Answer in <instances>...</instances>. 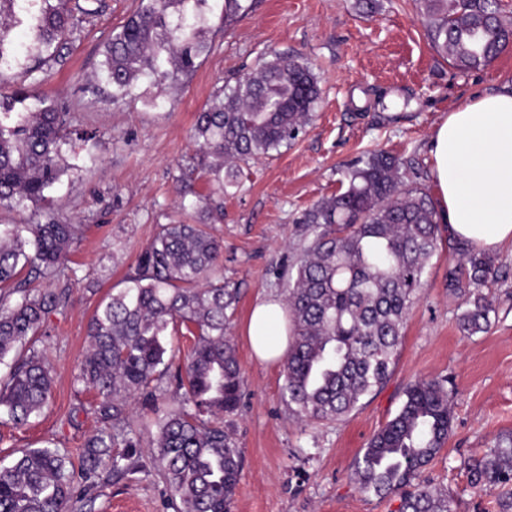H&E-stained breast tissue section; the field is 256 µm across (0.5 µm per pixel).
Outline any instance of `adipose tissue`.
Here are the masks:
<instances>
[{
	"mask_svg": "<svg viewBox=\"0 0 512 512\" xmlns=\"http://www.w3.org/2000/svg\"><path fill=\"white\" fill-rule=\"evenodd\" d=\"M431 153L451 236L483 252L512 241V84L449 112L433 132ZM243 331L259 361L281 360L289 336L283 302L259 299Z\"/></svg>",
	"mask_w": 512,
	"mask_h": 512,
	"instance_id": "obj_1",
	"label": "adipose tissue"
}]
</instances>
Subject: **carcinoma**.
Wrapping results in <instances>:
<instances>
[{
    "label": "carcinoma",
    "mask_w": 512,
    "mask_h": 512,
    "mask_svg": "<svg viewBox=\"0 0 512 512\" xmlns=\"http://www.w3.org/2000/svg\"><path fill=\"white\" fill-rule=\"evenodd\" d=\"M97 0H0V84L16 68L25 82L0 92V206L37 207L64 173L72 151L71 112L39 94L42 66L59 60L77 32V17L98 13ZM253 0H139L102 50V80L117 103L138 95L159 107L151 88L193 73L210 49L209 14L221 7L229 25ZM433 50L460 71L487 65L512 49V19L498 0H418ZM147 82L145 89L139 83ZM321 96L311 65L270 51L234 85L213 95L197 115L193 140L197 170L209 192L189 219L159 225L125 286L100 302L88 325L90 346L75 380L94 395L92 406L112 427L89 438L81 474L101 468L116 476L145 470L135 447L128 400L155 403L164 382L183 391L180 408L158 417L151 453L180 512H233L241 478L237 438L224 417L237 411L245 377L229 336L239 289L219 269L221 243L209 225L224 221V197L242 186V165L272 157L309 124ZM348 186L306 210L305 244L284 274L293 340L284 361L282 397L301 422H333L384 387L398 358L404 324L425 269L446 225L419 170L409 160L372 152L347 171ZM78 225L61 213L42 223L0 224V286L20 294L0 306V414L14 426L40 414L53 376L30 344L68 289L34 293L24 269L53 277L75 243ZM458 255L448 269V291L462 298L457 314L466 336L485 332L495 312L482 287L495 274L493 256L448 239ZM192 347L183 366L165 359L169 331ZM453 393L443 382L419 378L404 390L395 416L367 441L353 467L359 489L400 496L398 512H453L448 494L429 487L422 473L452 432ZM70 457L58 448H28L0 465V512H69L75 486ZM478 495L498 494V512H512V437L464 462Z\"/></svg>",
    "instance_id": "obj_1"
}]
</instances>
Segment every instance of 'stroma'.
I'll use <instances>...</instances> for the list:
<instances>
[{"instance_id":"stroma-1","label":"stroma","mask_w":512,"mask_h":512,"mask_svg":"<svg viewBox=\"0 0 512 512\" xmlns=\"http://www.w3.org/2000/svg\"><path fill=\"white\" fill-rule=\"evenodd\" d=\"M137 6L138 0H101L98 14L80 23L64 59L50 63L40 86L69 106L74 129L95 137L66 154L68 169L49 204L82 233L60 276L32 282L43 292L70 291L46 316L35 344L52 368L53 396L27 425L0 423V458L43 446L75 455L101 428L74 381L89 345L88 321L109 292L122 288L158 225L178 219L205 193L204 182L190 173L197 113L228 79L277 50L310 62L321 98L294 144L245 166L242 189L225 197L224 221L214 227L223 241L224 278L240 290L230 332L247 378L240 409L224 420L243 456L234 512H397L399 498L359 490L352 464L419 378L445 381L455 394L452 433L424 480L448 492L454 512H496L494 496L473 494L462 462L471 450L512 436V242L495 251L498 278L485 289L498 316L474 336L458 328L448 248L440 246L410 309L390 378L338 421L298 423L282 399V365L255 359L240 327L257 298L283 296L286 283L276 271L302 243L298 217L345 190L349 166L365 153L384 150L410 160L423 184L433 187L435 127L458 105L512 84V51L480 69L458 71L430 47L416 0H378L371 15L357 0H255L232 26L212 16L210 52L192 75L159 87V107L88 94L103 45ZM71 510L176 512V503L155 469L124 478L105 470L85 484Z\"/></svg>"}]
</instances>
